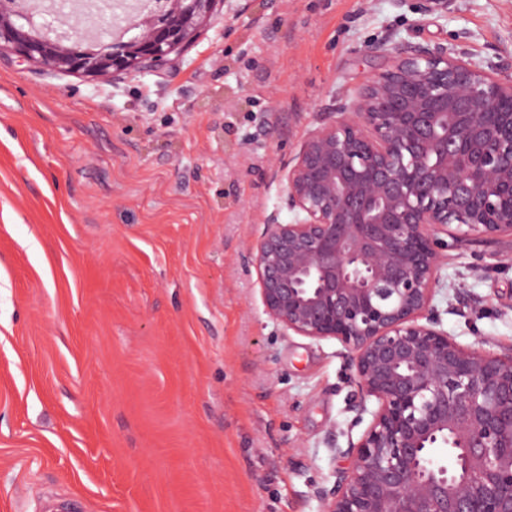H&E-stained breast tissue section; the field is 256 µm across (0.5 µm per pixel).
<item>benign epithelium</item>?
<instances>
[{"label":"benign epithelium","mask_w":512,"mask_h":512,"mask_svg":"<svg viewBox=\"0 0 512 512\" xmlns=\"http://www.w3.org/2000/svg\"><path fill=\"white\" fill-rule=\"evenodd\" d=\"M9 2L0 52L97 78L162 69L222 0H152L137 37L95 43L34 38L23 0ZM369 52L382 68L282 167L293 220L271 214L249 246L264 312L338 341L371 416L318 497L323 512H512V349L460 344L433 305L442 233L512 237V76L441 44Z\"/></svg>","instance_id":"7a95c632"}]
</instances>
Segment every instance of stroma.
Returning <instances> with one entry per match:
<instances>
[{
	"label": "stroma",
	"instance_id": "obj_1",
	"mask_svg": "<svg viewBox=\"0 0 512 512\" xmlns=\"http://www.w3.org/2000/svg\"><path fill=\"white\" fill-rule=\"evenodd\" d=\"M401 39L512 76V0H222L136 77L0 54V512H321L368 422L341 345L270 320L245 252L293 218L282 166L381 68L366 44ZM447 254L444 329L512 348V238Z\"/></svg>",
	"mask_w": 512,
	"mask_h": 512
}]
</instances>
